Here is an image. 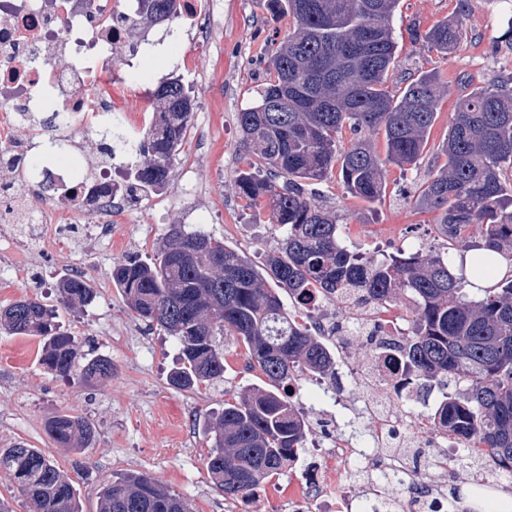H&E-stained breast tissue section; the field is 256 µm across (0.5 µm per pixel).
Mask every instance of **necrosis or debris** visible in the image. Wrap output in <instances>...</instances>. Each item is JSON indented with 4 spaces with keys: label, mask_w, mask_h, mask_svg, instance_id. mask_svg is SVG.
I'll return each mask as SVG.
<instances>
[{
    "label": "necrosis or debris",
    "mask_w": 512,
    "mask_h": 512,
    "mask_svg": "<svg viewBox=\"0 0 512 512\" xmlns=\"http://www.w3.org/2000/svg\"><path fill=\"white\" fill-rule=\"evenodd\" d=\"M148 54L147 33L125 19H114L108 0H0V142L6 145L0 152V231L34 224L45 242L57 243L66 229L77 228L95 214L99 233L106 235L112 218L137 205L140 196L134 182L113 183L112 173L124 167L135 150L150 121L148 107L135 97L105 93L100 83L103 70L113 63L130 67ZM48 97L54 107L42 127L49 153L38 156L32 138L18 136L17 125L43 111ZM108 117L120 121L124 141L113 145L111 157L95 172L80 174L68 163L79 147L72 131ZM49 166L60 194L45 203L38 174ZM306 319L309 329L341 345L358 332L373 337L381 355L358 374V381L382 380L392 391H405L397 357L399 328L381 323L373 304L345 303L340 319L313 311ZM362 410L372 448H363L353 434L337 432L290 483L289 501L300 512L313 507L318 512H351L353 504L339 482L358 461L382 476L370 489L374 502H383L382 482L390 478L399 480L406 503L414 507L446 501L447 485L437 474L444 466L445 448L432 451L428 468H408L405 456L392 448L395 424L388 406L368 401Z\"/></svg>",
    "instance_id": "obj_1"
}]
</instances>
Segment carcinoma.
<instances>
[{
  "label": "carcinoma",
  "mask_w": 512,
  "mask_h": 512,
  "mask_svg": "<svg viewBox=\"0 0 512 512\" xmlns=\"http://www.w3.org/2000/svg\"><path fill=\"white\" fill-rule=\"evenodd\" d=\"M273 15L291 20L288 34L270 40L267 62L274 77L258 102L238 113L242 142L259 160L239 172V194L262 201L278 225L279 246L258 266L224 240L174 226L151 262L129 259L112 268V284L150 327L175 338L179 367L168 384L192 390L224 381V346L237 337L249 366L265 386L224 401L206 427L211 482L230 499H244L269 476L294 465L305 439L302 416L285 388L305 373L336 366L325 344L283 306L277 289L299 303L315 290L324 298L389 310L408 301L415 320L403 333L401 360L411 382L448 390L438 407L461 424L468 463L512 472V276L473 299L466 287L489 276L492 254L512 261V89L477 87L457 100L448 134L437 146L444 163L417 186L414 204L438 215L435 229L447 246L475 252L471 275L454 268L449 252L415 251L367 257L344 244L336 214L308 186L333 173L352 197L369 204L387 194L390 165L405 172L428 147L446 86L423 72L392 91L393 17L400 0H269ZM154 24L175 19V0H152L141 15ZM410 39L446 56L462 38V22L443 19L426 31L414 24ZM154 124L139 142L146 161L134 177L148 195L168 183L171 161L185 137L192 100L181 80L156 91ZM350 134L349 145L340 146ZM383 136V152L372 138ZM68 310L92 302L83 279L58 285ZM0 330L39 336L41 364L55 377L78 383L112 378V358L87 357L61 330L56 311L24 296L0 307ZM45 430L56 443L82 454L96 439L94 423L60 413ZM10 473L33 512H82L71 477L39 448L19 442L0 448V471ZM99 512H192L187 498L164 489L145 472H130L101 487Z\"/></svg>",
  "instance_id": "carcinoma-1"
}]
</instances>
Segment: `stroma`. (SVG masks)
Wrapping results in <instances>:
<instances>
[{
    "label": "stroma",
    "mask_w": 512,
    "mask_h": 512,
    "mask_svg": "<svg viewBox=\"0 0 512 512\" xmlns=\"http://www.w3.org/2000/svg\"><path fill=\"white\" fill-rule=\"evenodd\" d=\"M222 3L224 68L209 70L205 80L193 85L196 100L221 95L222 109L192 113L190 124L198 136L186 139L174 157L166 188L143 199L124 222L113 225L111 237L127 239L128 248L113 250L111 237L96 236L91 222L72 233L73 245L67 251L48 249L30 224L15 225L12 235H0V280L14 275L7 257L23 255L29 268L10 297L25 295L48 306L56 305L57 285L78 261L97 291L91 306L60 309L59 320L77 341L91 342L99 353L111 357L115 366L111 379L86 385L64 382L42 366L40 337L0 332V448L22 442L42 449L68 471L82 512H97L103 481L129 471L148 473L164 488L186 497L193 512H290L292 473L268 479L264 493L245 504L225 500L207 475L209 418L223 409L225 400L262 384L258 372L240 366L246 357L244 344L225 336L223 383L192 391L172 389L167 378L177 352L173 337L141 321L111 280L114 265L151 257L175 224L223 239L228 247L258 265L279 243L280 233L268 210L261 205L246 207L235 185L238 172L248 169L254 160L241 142L236 114L255 102L258 87L269 77L262 64L266 39L286 35L289 24L273 17L267 0ZM447 17L463 18L466 26V35L453 53L443 57L428 51L424 43L410 41V22H419L425 30ZM393 28L398 48L395 66L388 75L391 89H398L404 76L424 71L436 72L448 84L429 151L408 172L389 167L388 193L373 206L348 196L335 177L312 187L319 202L340 216L348 244L368 256L384 250L426 253L444 249L443 239L435 233L434 214L415 208L414 191L436 165L434 150L448 132L450 114L463 87L512 81V41L506 37L512 29V0H401ZM193 36V31L179 22L151 26V57L134 70L113 65L111 73L101 78L103 87L119 95L135 92V85L129 82L135 72L143 75L150 88H157L180 73L179 59L170 55V47L188 51ZM189 180L203 191L199 205L205 223L201 226L187 218L181 208L180 199ZM369 392L372 399L390 401L402 425L411 416L428 414L442 397L441 388L435 385L415 386L410 397L403 399L390 398L388 387L381 382L371 385ZM291 403L301 411L322 410L338 425L354 422L358 439L368 443L356 385H348L341 400L335 402L325 398L313 379L305 376L299 380ZM60 412L79 414L94 422V448L80 456L47 436V420Z\"/></svg>",
    "instance_id": "1"
}]
</instances>
